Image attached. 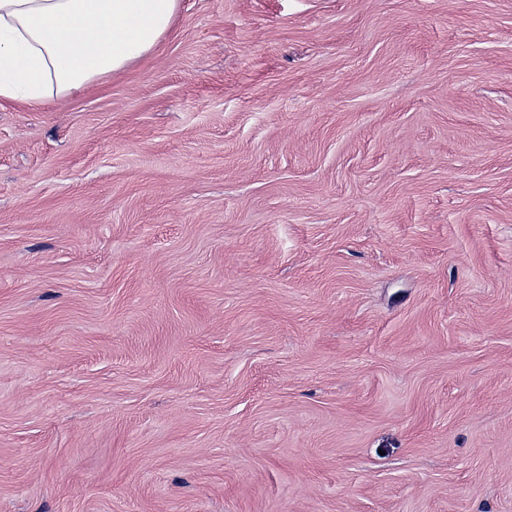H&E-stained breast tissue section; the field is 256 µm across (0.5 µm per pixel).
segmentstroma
Masks as SVG:
<instances>
[{
  "label": "stroma",
  "mask_w": 512,
  "mask_h": 512,
  "mask_svg": "<svg viewBox=\"0 0 512 512\" xmlns=\"http://www.w3.org/2000/svg\"><path fill=\"white\" fill-rule=\"evenodd\" d=\"M0 512H512V0H181L1 101Z\"/></svg>",
  "instance_id": "35a3bbf8"
}]
</instances>
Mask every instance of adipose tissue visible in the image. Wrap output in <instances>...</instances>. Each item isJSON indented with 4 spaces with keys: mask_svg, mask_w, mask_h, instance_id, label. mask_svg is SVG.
<instances>
[{
    "mask_svg": "<svg viewBox=\"0 0 512 512\" xmlns=\"http://www.w3.org/2000/svg\"><path fill=\"white\" fill-rule=\"evenodd\" d=\"M180 0H0V100L41 106L150 54Z\"/></svg>",
    "mask_w": 512,
    "mask_h": 512,
    "instance_id": "obj_1",
    "label": "adipose tissue"
}]
</instances>
